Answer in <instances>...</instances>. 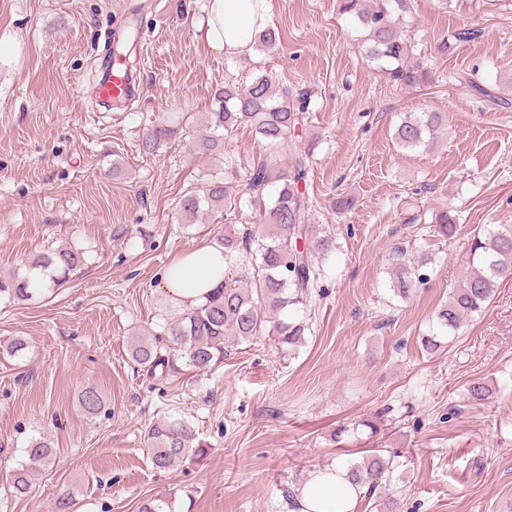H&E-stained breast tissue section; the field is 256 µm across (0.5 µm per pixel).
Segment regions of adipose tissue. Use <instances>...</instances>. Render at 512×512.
Returning a JSON list of instances; mask_svg holds the SVG:
<instances>
[{"mask_svg":"<svg viewBox=\"0 0 512 512\" xmlns=\"http://www.w3.org/2000/svg\"><path fill=\"white\" fill-rule=\"evenodd\" d=\"M271 20L272 0H208L203 37L213 51L245 55ZM230 273L223 247L203 241L172 259L160 287L172 302L190 311L208 302ZM365 491L351 481L346 468L332 465L312 472L289 501L288 512H353Z\"/></svg>","mask_w":512,"mask_h":512,"instance_id":"ef3b65f1","label":"adipose tissue"}]
</instances>
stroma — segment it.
Returning a JSON list of instances; mask_svg holds the SVG:
<instances>
[{"label": "stroma", "instance_id": "35a3bbf8", "mask_svg": "<svg viewBox=\"0 0 512 512\" xmlns=\"http://www.w3.org/2000/svg\"><path fill=\"white\" fill-rule=\"evenodd\" d=\"M272 6L281 42L255 68L206 44V0H0V273L57 248L84 256L65 283L0 301V512H52L65 492L78 512H139L159 497L173 512H288L284 489L373 448L398 455L389 489L404 512H512V280L446 347L420 344L467 270L473 228L512 224V0H403L400 26L430 73L413 88L359 53L337 0ZM134 24L141 92L108 112L92 95L98 67L108 38ZM463 26L481 37L441 52ZM262 70L311 92L309 221L336 235L306 341L263 336L211 373L150 376L134 344L181 316L161 274L224 232L178 220L180 196L216 168L192 143L216 90ZM431 111L448 118L434 146L401 149L403 113ZM175 112L193 119L185 136L144 153V127ZM342 196L355 205L334 212ZM444 208L458 219L450 239L431 224ZM424 256L430 283L395 297V265ZM16 339L26 348L14 356ZM475 378L492 390L486 403L466 396ZM88 386L105 404L93 417L78 404ZM168 415L205 451L157 472L144 433ZM35 436L54 460L12 497L5 476Z\"/></svg>", "mask_w": 512, "mask_h": 512}]
</instances>
